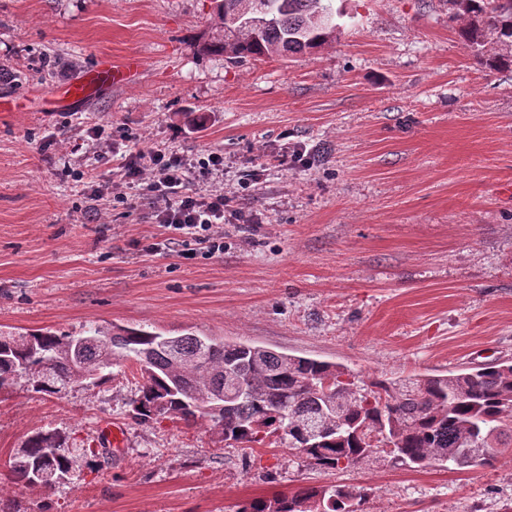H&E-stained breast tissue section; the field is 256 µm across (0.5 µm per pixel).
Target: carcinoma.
I'll return each instance as SVG.
<instances>
[{
    "label": "carcinoma",
    "instance_id": "obj_1",
    "mask_svg": "<svg viewBox=\"0 0 512 512\" xmlns=\"http://www.w3.org/2000/svg\"><path fill=\"white\" fill-rule=\"evenodd\" d=\"M331 2L286 0L256 35L213 37L202 49L231 63L318 50L339 32L317 19ZM450 2L469 18L465 42L477 45L490 30L512 45V0ZM90 336L103 345L84 343ZM121 360L143 378L134 418H205L243 449L279 443L330 469L355 467L377 452L410 468L449 458L457 471L491 467L512 453L511 362L425 375L400 390L385 380L365 383L335 363L210 336L98 325L64 334L0 331V389L19 373L43 379L35 392L59 396L82 384L81 372L97 369L101 386ZM69 440L54 429L33 432L10 456V478L53 488L112 455L109 448H71ZM364 503L365 494L347 486H300L251 499L239 512H363Z\"/></svg>",
    "mask_w": 512,
    "mask_h": 512
}]
</instances>
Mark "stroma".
<instances>
[{"label": "stroma", "mask_w": 512, "mask_h": 512, "mask_svg": "<svg viewBox=\"0 0 512 512\" xmlns=\"http://www.w3.org/2000/svg\"><path fill=\"white\" fill-rule=\"evenodd\" d=\"M335 42L232 65L206 54L214 0H0V328L89 324L193 332L336 362L360 380L444 374L512 359V71L480 65L450 0H333ZM107 56L135 82L67 112L43 97ZM112 130L191 159L224 155L191 188L236 198L254 224L224 227V251L187 262L149 218L141 187L94 201L79 179L113 177L88 139ZM304 161H292L296 149ZM287 156L278 165V156ZM141 381L48 397L0 392V495L24 512H237L302 485L353 486L366 512H504L512 455L459 472L382 454L327 469L281 446L245 453L211 422L129 414ZM123 447L54 489L13 483L5 461L33 431Z\"/></svg>", "instance_id": "obj_1"}]
</instances>
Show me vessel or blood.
Wrapping results in <instances>:
<instances>
[{"mask_svg": "<svg viewBox=\"0 0 512 512\" xmlns=\"http://www.w3.org/2000/svg\"><path fill=\"white\" fill-rule=\"evenodd\" d=\"M139 69L140 63L134 58L121 63L112 62L108 57L100 58L91 70L50 90L47 102L53 111H63L64 108L87 100L89 95L98 90L134 78Z\"/></svg>", "mask_w": 512, "mask_h": 512, "instance_id": "b4317fda", "label": "vessel or blood"}]
</instances>
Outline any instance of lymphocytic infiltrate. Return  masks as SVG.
Instances as JSON below:
<instances>
[{"label": "lymphocytic infiltrate", "instance_id": "f902f5d3", "mask_svg": "<svg viewBox=\"0 0 512 512\" xmlns=\"http://www.w3.org/2000/svg\"><path fill=\"white\" fill-rule=\"evenodd\" d=\"M192 166L183 154L153 141L116 159L123 185L141 183L149 188L153 222L163 225L180 242V256L187 261L202 252L210 256L223 253L222 225L241 218L230 196L190 188Z\"/></svg>", "mask_w": 512, "mask_h": 512}]
</instances>
